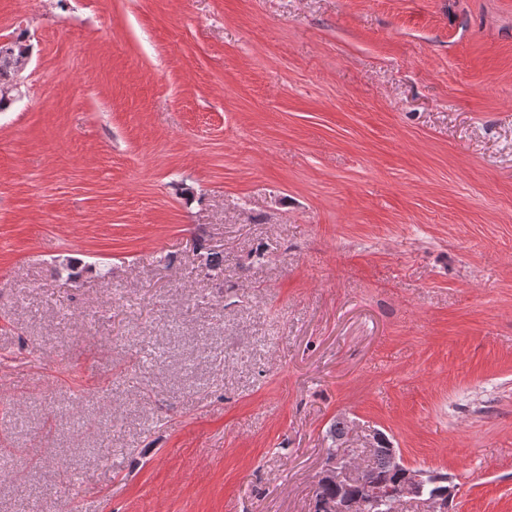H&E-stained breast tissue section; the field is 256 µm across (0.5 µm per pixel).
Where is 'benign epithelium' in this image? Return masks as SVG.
I'll return each mask as SVG.
<instances>
[{"mask_svg":"<svg viewBox=\"0 0 512 512\" xmlns=\"http://www.w3.org/2000/svg\"><path fill=\"white\" fill-rule=\"evenodd\" d=\"M379 438L371 437L364 444V454L361 461L354 460L353 453L348 443L338 445V449H327L324 463L316 475V483L330 484L341 490L349 489L350 482L346 478L355 474H365L369 460L377 453ZM390 468L401 477V485L398 489L400 498L409 497L417 500L423 507V512H448V502L453 498L451 488L447 487L448 477L444 474L410 467L395 449L390 451ZM384 496L381 489L373 490V507H378V498ZM368 503L349 497L336 498L327 504L319 505L321 512H367Z\"/></svg>","mask_w":512,"mask_h":512,"instance_id":"benign-epithelium-1","label":"benign epithelium"}]
</instances>
